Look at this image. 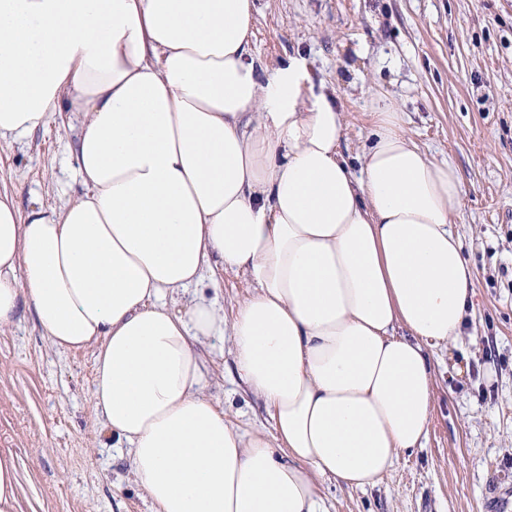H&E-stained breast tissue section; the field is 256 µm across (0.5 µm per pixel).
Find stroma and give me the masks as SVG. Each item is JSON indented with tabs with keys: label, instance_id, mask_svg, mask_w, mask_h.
<instances>
[{
	"label": "stroma",
	"instance_id": "35a3bbf8",
	"mask_svg": "<svg viewBox=\"0 0 512 512\" xmlns=\"http://www.w3.org/2000/svg\"><path fill=\"white\" fill-rule=\"evenodd\" d=\"M250 49L274 71L302 58L303 88L345 114L341 144L355 159L369 116L392 105L429 156L463 179L453 231L475 274L474 309L457 346L469 377L448 374L435 349L437 402L422 447L380 483L357 490L320 480L326 512H486L512 497V0H255ZM82 116L66 112L23 142L0 137V189L21 211L64 209L82 192L74 145ZM254 291L233 269L205 271L180 297L216 298L225 319ZM204 394L225 418L272 433L268 407L240 381L228 338L198 346ZM90 352L55 349L32 311L0 328V451H11L17 512H153L92 406Z\"/></svg>",
	"mask_w": 512,
	"mask_h": 512
}]
</instances>
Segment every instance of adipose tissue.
I'll list each match as a JSON object with an SVG mask.
<instances>
[{
    "mask_svg": "<svg viewBox=\"0 0 512 512\" xmlns=\"http://www.w3.org/2000/svg\"><path fill=\"white\" fill-rule=\"evenodd\" d=\"M253 10L0 0V137L82 113L84 187L60 212L0 192V327L26 306L52 346L93 349L94 406L154 512H326L319 479L377 486L422 447L430 352L474 306L455 165L389 106L349 162L298 60L260 75ZM213 266L253 284L229 324L202 295L172 308ZM226 334L272 434L203 394L196 345Z\"/></svg>",
    "mask_w": 512,
    "mask_h": 512,
    "instance_id": "adipose-tissue-1",
    "label": "adipose tissue"
}]
</instances>
